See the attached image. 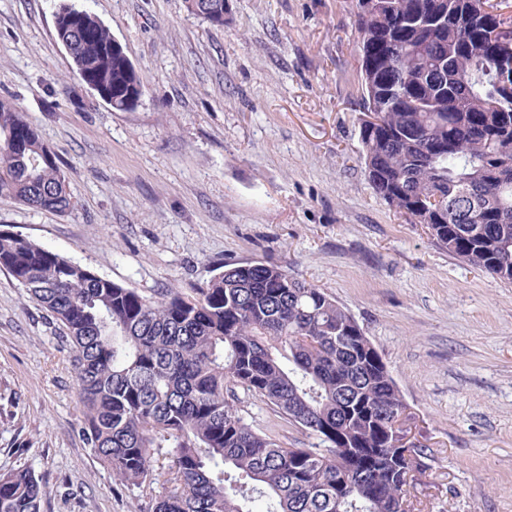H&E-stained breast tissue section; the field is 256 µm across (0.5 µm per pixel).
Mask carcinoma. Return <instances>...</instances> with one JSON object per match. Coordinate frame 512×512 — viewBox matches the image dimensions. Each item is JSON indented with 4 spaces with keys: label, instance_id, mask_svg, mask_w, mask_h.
I'll return each instance as SVG.
<instances>
[{
    "label": "carcinoma",
    "instance_id": "cac0c4a2",
    "mask_svg": "<svg viewBox=\"0 0 512 512\" xmlns=\"http://www.w3.org/2000/svg\"><path fill=\"white\" fill-rule=\"evenodd\" d=\"M360 123L374 192L448 253L512 283V85L490 0H352ZM185 10L224 27V0ZM74 73L112 108L136 107L137 71L89 10L59 26ZM0 196L65 213L55 154L0 100ZM7 270L65 331L87 445L128 487L168 468L149 512H407L423 449L358 322L325 289L272 262L231 263L187 295L100 277L14 231ZM319 440L289 448L253 428L238 391ZM28 468L0 475V512H40Z\"/></svg>",
    "mask_w": 512,
    "mask_h": 512
}]
</instances>
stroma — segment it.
Wrapping results in <instances>:
<instances>
[{
    "mask_svg": "<svg viewBox=\"0 0 512 512\" xmlns=\"http://www.w3.org/2000/svg\"><path fill=\"white\" fill-rule=\"evenodd\" d=\"M138 72L117 111L73 74L59 0H0V98L56 155L65 213L0 197V229L153 295L225 263L273 262L363 328L425 448L411 512H512V283L448 254L368 184L351 0H224L217 28L182 0H71ZM64 333L0 269V474L27 467L41 512H147L87 446ZM242 414L292 448L264 404Z\"/></svg>",
    "mask_w": 512,
    "mask_h": 512,
    "instance_id": "stroma-1",
    "label": "stroma"
}]
</instances>
